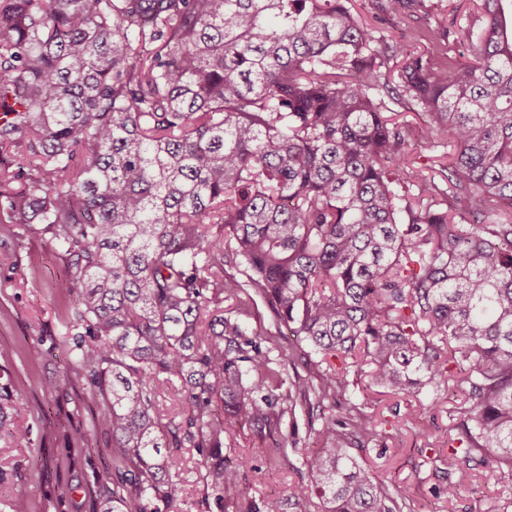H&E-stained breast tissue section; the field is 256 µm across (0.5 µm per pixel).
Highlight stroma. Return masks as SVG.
I'll return each mask as SVG.
<instances>
[{"instance_id":"35a3bbf8","label":"stroma","mask_w":512,"mask_h":512,"mask_svg":"<svg viewBox=\"0 0 512 512\" xmlns=\"http://www.w3.org/2000/svg\"><path fill=\"white\" fill-rule=\"evenodd\" d=\"M423 19L377 24L378 34L402 38L411 52L431 57L438 67L471 54V35L479 30V9L467 0H438ZM457 18V35L436 43L428 32ZM67 258L41 225L23 231L0 223V387L12 394L9 417L0 431V512H12L13 486L29 485L27 512H96L100 484L112 481V440L95 427L97 411L85 402V385L77 379L78 351L72 307L60 282ZM43 355L28 357L31 345ZM345 399L336 408L345 415L356 404L371 417L376 438L356 458L370 466L388 486H408L414 492V512H502L512 500L491 467L472 472L469 484L448 497L449 411L458 392L396 395L370 386L366 373L349 372ZM29 431L27 446L16 448L10 431ZM286 443L285 458L269 459L273 441ZM291 429L282 425L272 437H260L249 426L224 435L229 460L249 457L252 470L243 477L244 500L260 512H289L286 505L296 485L308 483L304 446L290 447ZM178 494L172 512H219L205 503L206 491L193 449L177 450Z\"/></svg>"}]
</instances>
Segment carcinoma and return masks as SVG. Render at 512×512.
Segmentation results:
<instances>
[{
	"mask_svg": "<svg viewBox=\"0 0 512 512\" xmlns=\"http://www.w3.org/2000/svg\"><path fill=\"white\" fill-rule=\"evenodd\" d=\"M480 2L478 49L445 70L343 0H0V223L42 224L68 257L76 377L112 436L102 512L170 508L179 448L239 505L249 461L224 464V433H296L300 404L321 418L304 465L322 512H413L351 453L375 431L356 406L336 417L349 371L303 351L309 373L283 376L224 316L242 293L376 386L456 388L446 493L489 458L512 485V33ZM388 98L454 147L448 190Z\"/></svg>",
	"mask_w": 512,
	"mask_h": 512,
	"instance_id": "1",
	"label": "carcinoma"
}]
</instances>
